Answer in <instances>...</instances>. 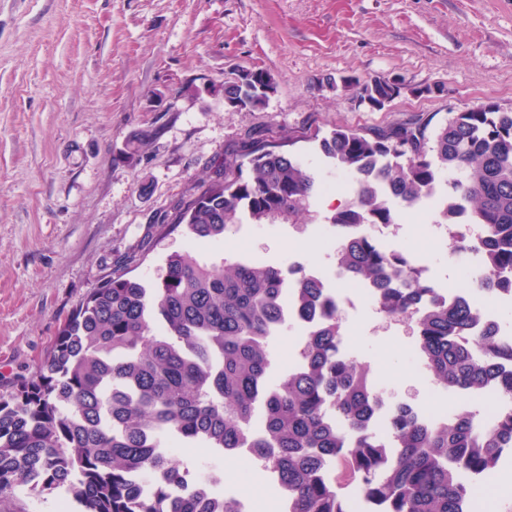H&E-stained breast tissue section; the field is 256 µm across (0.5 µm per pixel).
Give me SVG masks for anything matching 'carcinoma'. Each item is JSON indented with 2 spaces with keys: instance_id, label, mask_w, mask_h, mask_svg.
<instances>
[{
  "instance_id": "carcinoma-1",
  "label": "carcinoma",
  "mask_w": 512,
  "mask_h": 512,
  "mask_svg": "<svg viewBox=\"0 0 512 512\" xmlns=\"http://www.w3.org/2000/svg\"><path fill=\"white\" fill-rule=\"evenodd\" d=\"M273 91L267 72L243 70L224 82V102L262 106ZM399 95L373 79L358 102L383 107ZM336 167L356 177L351 200L328 217L346 279L375 288L374 305L389 319L413 322L420 353L439 384L512 400V344L495 329L475 328L480 310L443 298L408 255L385 248L369 229L393 224V201L412 208L448 181L443 215L454 225L449 255H475L482 295L512 296V109L495 104L450 112L433 126L419 119L368 135L338 128L320 142ZM252 177L216 181L175 215L193 241H221L247 218L295 224L319 190L292 155L254 143ZM296 284L288 292V276ZM326 286L302 267L190 253L167 257L154 284L115 277L87 295L52 342L38 373L0 391V506L20 487L66 490L83 512H238L223 482L199 483L187 498L170 486L194 476L173 461L174 437L185 448L220 452L249 445L279 476L289 512H348L323 477L336 464L360 493L388 512H471L461 473L492 477L512 448V414L476 420L460 408L448 422H427L405 403L388 411L391 439L374 429L382 400L367 375L338 352L340 309L324 305L319 329L305 336L299 371L267 382L271 328L283 327L288 296L308 307ZM145 470L162 480L140 489Z\"/></svg>"
}]
</instances>
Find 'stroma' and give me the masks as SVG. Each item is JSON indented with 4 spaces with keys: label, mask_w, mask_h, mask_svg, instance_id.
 I'll list each match as a JSON object with an SVG mask.
<instances>
[{
    "label": "stroma",
    "mask_w": 512,
    "mask_h": 512,
    "mask_svg": "<svg viewBox=\"0 0 512 512\" xmlns=\"http://www.w3.org/2000/svg\"><path fill=\"white\" fill-rule=\"evenodd\" d=\"M253 68L274 84L266 104L225 105V79ZM343 78L401 90L373 110L335 89ZM490 102L512 109V0H0V385L36 374L93 289L123 275L157 279L176 251L301 265L348 288L330 276L324 195L297 224H238L196 247L162 219L219 174L251 176L260 139L349 200L350 175L320 149L334 129L439 124ZM147 129L154 137L126 159L129 138ZM438 189L379 240L454 292L465 278L434 234L447 181ZM341 322L352 360L384 399L426 415L493 412L480 397L448 396L408 320L362 306ZM223 464L225 494L273 499L258 462L237 453Z\"/></svg>",
    "instance_id": "stroma-1"
}]
</instances>
